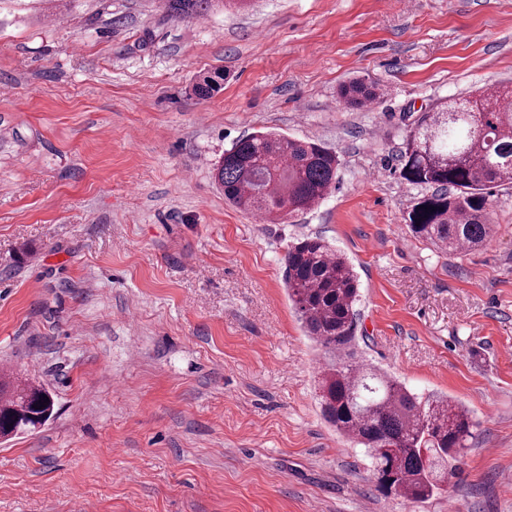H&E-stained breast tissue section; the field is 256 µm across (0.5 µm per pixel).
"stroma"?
Here are the masks:
<instances>
[{
  "mask_svg": "<svg viewBox=\"0 0 512 512\" xmlns=\"http://www.w3.org/2000/svg\"><path fill=\"white\" fill-rule=\"evenodd\" d=\"M222 71L212 97L191 93ZM372 105L339 103L352 79ZM512 85V0H0V364L55 399L0 441V512H512V188L484 249L414 237L399 176L429 112ZM322 143L337 184L270 222L212 165L257 131ZM319 235L360 280L357 351L478 426L422 502L374 487L322 417L323 351L283 283ZM167 11L176 17L193 18L224 8V0H164Z\"/></svg>",
  "mask_w": 512,
  "mask_h": 512,
  "instance_id": "35a3bbf8",
  "label": "stroma"
}]
</instances>
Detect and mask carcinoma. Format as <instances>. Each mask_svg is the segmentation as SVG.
<instances>
[{
	"label": "carcinoma",
	"instance_id": "1",
	"mask_svg": "<svg viewBox=\"0 0 512 512\" xmlns=\"http://www.w3.org/2000/svg\"><path fill=\"white\" fill-rule=\"evenodd\" d=\"M176 17L206 15L224 0H164ZM217 71L193 87L199 98L219 92ZM350 105L377 99L360 81L341 89ZM338 160L316 143L260 132L224 150L215 178L224 199L264 218L303 213L335 186ZM400 175L413 185L435 187L408 213L414 236L456 255L483 248L493 238L491 189L512 185V87L478 92L421 120L401 153ZM285 285L307 336L329 361L321 371V407L343 437L379 453L376 489L385 496L419 502L440 490L421 449L449 461L455 474L477 426L471 411L448 398L424 397L382 369L357 359L355 322L360 281L346 255L320 237L288 248ZM49 402H44V399ZM44 408H39V405ZM55 413L49 391L0 377V435L9 437L48 421Z\"/></svg>",
	"mask_w": 512,
	"mask_h": 512
}]
</instances>
